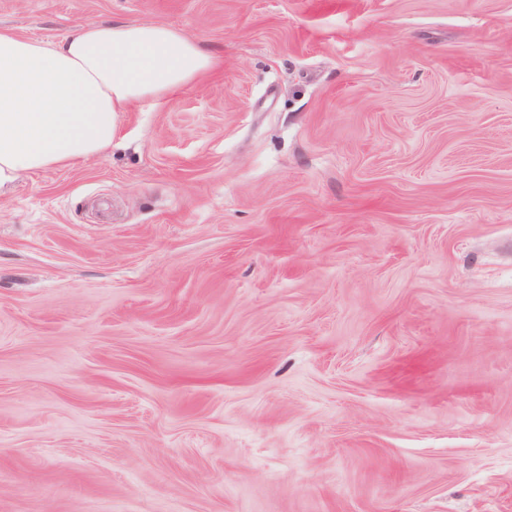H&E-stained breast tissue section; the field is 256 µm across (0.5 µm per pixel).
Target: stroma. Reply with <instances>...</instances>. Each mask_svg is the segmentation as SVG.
Instances as JSON below:
<instances>
[{
  "label": "stroma",
  "mask_w": 512,
  "mask_h": 512,
  "mask_svg": "<svg viewBox=\"0 0 512 512\" xmlns=\"http://www.w3.org/2000/svg\"><path fill=\"white\" fill-rule=\"evenodd\" d=\"M221 66L0 196V512H512V0H0Z\"/></svg>",
  "instance_id": "obj_1"
}]
</instances>
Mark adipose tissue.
Wrapping results in <instances>:
<instances>
[{"instance_id": "1", "label": "adipose tissue", "mask_w": 512, "mask_h": 512, "mask_svg": "<svg viewBox=\"0 0 512 512\" xmlns=\"http://www.w3.org/2000/svg\"><path fill=\"white\" fill-rule=\"evenodd\" d=\"M169 25L81 22L56 41L0 27V189L100 155L120 117L221 65Z\"/></svg>"}]
</instances>
